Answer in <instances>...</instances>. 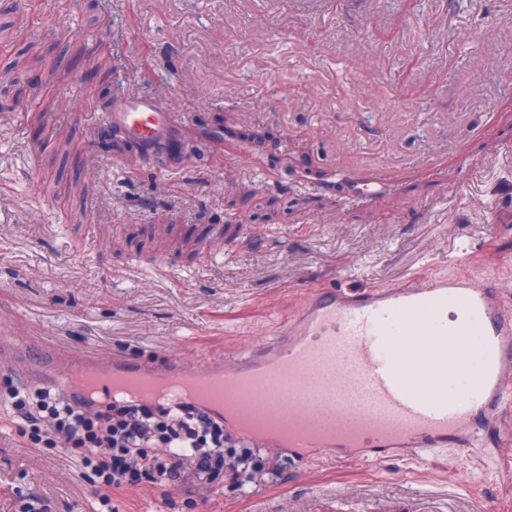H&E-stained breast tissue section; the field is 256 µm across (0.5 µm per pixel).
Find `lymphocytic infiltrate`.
<instances>
[{"label": "lymphocytic infiltrate", "mask_w": 512, "mask_h": 512, "mask_svg": "<svg viewBox=\"0 0 512 512\" xmlns=\"http://www.w3.org/2000/svg\"><path fill=\"white\" fill-rule=\"evenodd\" d=\"M15 406L30 445L67 452L95 474L100 512H112L113 491L128 485L184 484L196 494L225 481L241 490L270 468L257 446L191 403L120 399L84 409L43 386L16 392Z\"/></svg>", "instance_id": "1"}]
</instances>
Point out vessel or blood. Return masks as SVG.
<instances>
[{
    "instance_id": "obj_1",
    "label": "vessel or blood",
    "mask_w": 512,
    "mask_h": 512,
    "mask_svg": "<svg viewBox=\"0 0 512 512\" xmlns=\"http://www.w3.org/2000/svg\"><path fill=\"white\" fill-rule=\"evenodd\" d=\"M98 124L121 129L151 155L177 149L182 124L150 96H116ZM390 187L389 176L350 187L353 202L370 203ZM455 310L454 321L443 314ZM28 369L47 377L71 402L124 396L158 401L156 385L181 383L179 398L223 420L235 438L280 449L299 463H372L388 457L417 461L426 452L489 439L512 393V312L500 303L492 274L437 278L416 286L365 291L336 283L307 292L297 314L275 335L251 342L238 356L186 366L170 357L163 368L122 357H59L55 348L22 350ZM275 379L288 385L264 405L289 422L286 430L251 429L241 409L253 389ZM366 512H497L478 492L416 486L383 509L372 493Z\"/></svg>"
}]
</instances>
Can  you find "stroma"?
I'll list each match as a JSON object with an SVG mask.
<instances>
[{
    "label": "stroma",
    "mask_w": 512,
    "mask_h": 512,
    "mask_svg": "<svg viewBox=\"0 0 512 512\" xmlns=\"http://www.w3.org/2000/svg\"><path fill=\"white\" fill-rule=\"evenodd\" d=\"M103 34L87 0H0L28 55L0 51V324L15 344L195 365L272 335L310 288L349 272L357 288L492 273L512 308L511 235L463 265L437 260L512 200V0H111ZM109 38L110 75L86 49ZM19 60L20 93L5 68ZM154 96L180 113L193 164L115 157L99 136L98 93ZM44 104L58 150L34 139ZM390 193L351 202L378 173ZM173 271L152 273L162 260ZM0 361V512L33 493L50 512H94L92 474L27 444ZM508 452L432 451L415 465L282 463L276 481L206 502L146 485L115 512H292L327 489L394 481L479 489L512 512Z\"/></svg>",
    "instance_id": "obj_1"
}]
</instances>
